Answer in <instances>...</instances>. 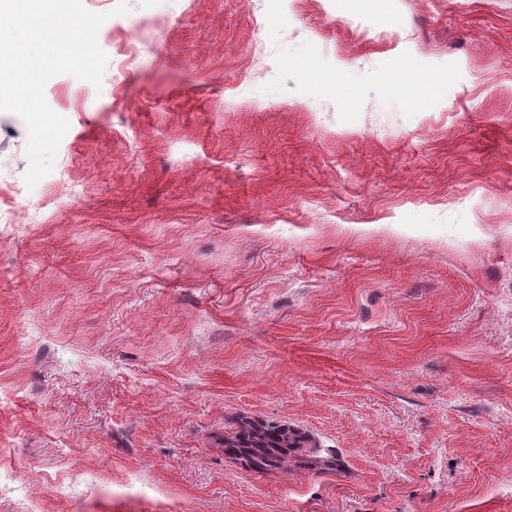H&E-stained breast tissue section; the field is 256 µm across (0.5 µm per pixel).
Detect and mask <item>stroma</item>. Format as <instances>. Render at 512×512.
Segmentation results:
<instances>
[{
  "mask_svg": "<svg viewBox=\"0 0 512 512\" xmlns=\"http://www.w3.org/2000/svg\"><path fill=\"white\" fill-rule=\"evenodd\" d=\"M162 2L83 0L0 221V512H512V0ZM241 415L343 470L245 471Z\"/></svg>",
  "mask_w": 512,
  "mask_h": 512,
  "instance_id": "1",
  "label": "stroma"
}]
</instances>
